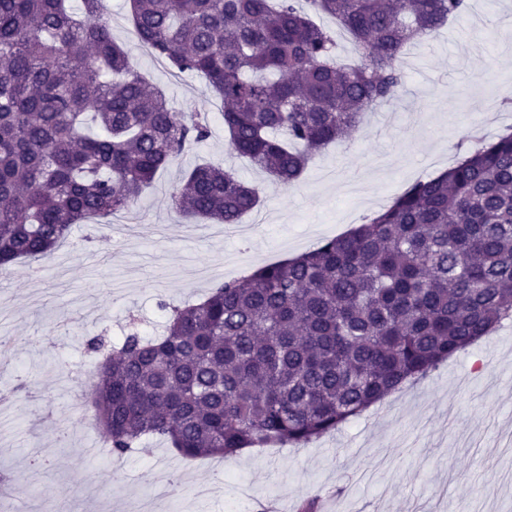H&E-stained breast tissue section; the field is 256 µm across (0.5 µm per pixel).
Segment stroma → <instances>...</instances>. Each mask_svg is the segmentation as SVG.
I'll use <instances>...</instances> for the list:
<instances>
[{
  "label": "stroma",
  "instance_id": "stroma-1",
  "mask_svg": "<svg viewBox=\"0 0 512 512\" xmlns=\"http://www.w3.org/2000/svg\"><path fill=\"white\" fill-rule=\"evenodd\" d=\"M480 28L450 21L402 57L404 87L383 111L368 113L350 141L328 145L300 179L283 189L224 147L221 101L207 81L174 75L144 53L127 0H105L112 34L132 68L160 87L177 109L208 115L211 134L193 144L135 205L141 224L125 233L100 224L72 225L51 255L0 274V336L15 353L0 367V392L18 384L43 396L15 399L0 414V472L29 473L23 491L0 496V512H130L171 475L174 493L158 512H257L281 503L296 512L314 497L320 512H512V323L442 363L420 382L391 393L362 415L303 448H249L231 457L186 460L154 441L111 459L88 398L99 358L94 336L117 341L133 328H160L162 304L203 298L207 282L191 270L210 267L228 280L248 250L254 266L294 257L344 234L379 211L425 165L444 171L457 145L480 126L493 136L512 126V105L489 109L512 86V0H471ZM210 161L258 185L262 200L243 217L245 233H217L205 219L172 212L169 196L182 173ZM258 232H250L254 221ZM222 476L221 491L197 500L200 484Z\"/></svg>",
  "mask_w": 512,
  "mask_h": 512
}]
</instances>
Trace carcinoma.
<instances>
[{"instance_id":"cac0c4a2","label":"carcinoma","mask_w":512,"mask_h":512,"mask_svg":"<svg viewBox=\"0 0 512 512\" xmlns=\"http://www.w3.org/2000/svg\"><path fill=\"white\" fill-rule=\"evenodd\" d=\"M129 0L139 40L223 105L228 151L280 186L404 85L405 48L466 0ZM349 32L360 63L339 62ZM208 123L167 105L112 38L104 0H0V273L51 255L72 225L131 209ZM260 204L232 171L197 165L170 208L232 225ZM512 321V126L470 138L447 170L294 259L173 306L98 368L110 453L149 439L187 459L298 448ZM309 14L317 24L329 28L333 32L337 42V54L342 62L353 63L359 60L360 50L350 36L337 26L334 19L326 15H316L313 12H309Z\"/></svg>"}]
</instances>
